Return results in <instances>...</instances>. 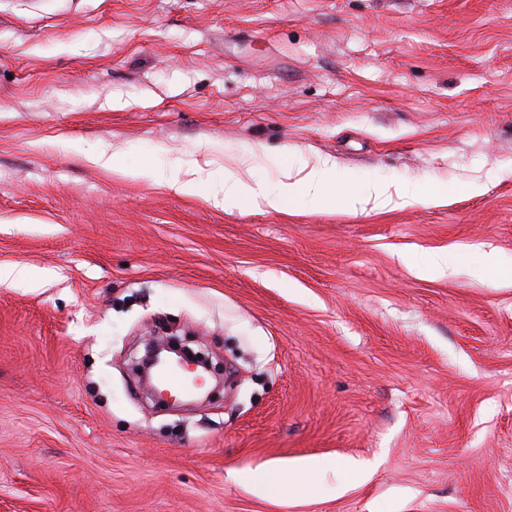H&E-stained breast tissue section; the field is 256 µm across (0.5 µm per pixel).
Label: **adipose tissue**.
<instances>
[{
	"label": "adipose tissue",
	"mask_w": 512,
	"mask_h": 512,
	"mask_svg": "<svg viewBox=\"0 0 512 512\" xmlns=\"http://www.w3.org/2000/svg\"><path fill=\"white\" fill-rule=\"evenodd\" d=\"M191 164L182 159L171 161L167 175H159L154 167L145 166L134 170V177L161 182L178 194L196 195L201 193V184L191 178ZM305 193L319 207L332 209L335 207L347 211L356 210L365 199L375 198L376 201L386 202L391 196H398L403 203L412 204L418 200L433 203L446 201L447 196L438 185H430L427 192H420L409 184L396 187L379 181L366 185L364 191L358 192L347 185L338 183L333 164L327 160L318 161L301 179L294 182H278L273 185L251 183L243 178L237 169L225 168L220 192L205 195L207 201L224 209L248 206L269 211H283L288 199L297 193ZM322 468L320 461L307 459L286 470L278 466H268L244 473L243 481L253 489L272 494L283 486H296L311 480Z\"/></svg>",
	"instance_id": "ef3b65f1"
}]
</instances>
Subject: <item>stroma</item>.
<instances>
[{
    "instance_id": "35a3bbf8",
    "label": "stroma",
    "mask_w": 512,
    "mask_h": 512,
    "mask_svg": "<svg viewBox=\"0 0 512 512\" xmlns=\"http://www.w3.org/2000/svg\"><path fill=\"white\" fill-rule=\"evenodd\" d=\"M100 145L448 199L227 211ZM1 264L0 512H512V0H0ZM168 330L212 398L131 374ZM88 161L95 166L132 178H141L155 183L163 182L170 190L178 194L199 195L201 183L195 178H184L183 174L189 175L192 164L182 159H174L170 162L168 174L160 176L152 166H144L137 170L125 168L113 153L110 154L104 147L87 157ZM395 193L399 199L405 204H412L422 199L425 201L440 203L447 201V194H445L440 186L432 184L427 190L426 194L421 195L420 189L409 184L395 186ZM321 468L322 465L317 459H307L292 469H288V472L279 466H268L244 473L242 480L261 493L273 494L280 490L286 482L290 489L301 482L311 480Z\"/></svg>"
}]
</instances>
